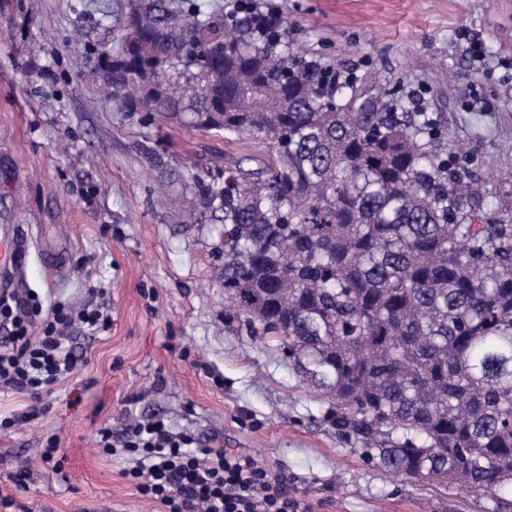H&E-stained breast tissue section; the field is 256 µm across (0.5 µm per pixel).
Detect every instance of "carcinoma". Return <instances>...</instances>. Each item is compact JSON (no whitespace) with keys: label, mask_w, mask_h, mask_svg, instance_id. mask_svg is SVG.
<instances>
[{"label":"carcinoma","mask_w":512,"mask_h":512,"mask_svg":"<svg viewBox=\"0 0 512 512\" xmlns=\"http://www.w3.org/2000/svg\"><path fill=\"white\" fill-rule=\"evenodd\" d=\"M93 71L131 112L265 144L260 172L194 177L224 224V299L329 401L336 437L382 474L512 488V223L427 123L356 107L291 29L255 38L205 0H134Z\"/></svg>","instance_id":"obj_1"}]
</instances>
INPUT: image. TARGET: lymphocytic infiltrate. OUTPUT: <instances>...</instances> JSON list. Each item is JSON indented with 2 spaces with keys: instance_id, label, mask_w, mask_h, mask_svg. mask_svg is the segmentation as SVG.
<instances>
[{
  "instance_id": "1",
  "label": "lymphocytic infiltrate",
  "mask_w": 512,
  "mask_h": 512,
  "mask_svg": "<svg viewBox=\"0 0 512 512\" xmlns=\"http://www.w3.org/2000/svg\"><path fill=\"white\" fill-rule=\"evenodd\" d=\"M277 8L270 0H235L227 20L247 18L256 36L275 32ZM38 297L21 301L0 295V389L40 398L73 374L78 359L69 346L73 318L57 304L44 319L40 335H32ZM190 433L173 431L162 420L131 423L121 436L99 432L104 455L125 461L122 478L163 512H300L290 499L285 478L258 466L252 457L224 448H196Z\"/></svg>"
}]
</instances>
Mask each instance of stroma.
Instances as JSON below:
<instances>
[{"instance_id": "1", "label": "stroma", "mask_w": 512, "mask_h": 512, "mask_svg": "<svg viewBox=\"0 0 512 512\" xmlns=\"http://www.w3.org/2000/svg\"><path fill=\"white\" fill-rule=\"evenodd\" d=\"M296 47L323 64L379 74L394 112L428 120L483 196L473 221H512V0H275ZM0 0V226L31 227L18 295L72 313L108 300V329L69 331L81 361L33 401L0 391V495L10 512H159L102 455L98 433L162 419L202 448L251 456L310 512H494L491 495L393 482L336 437L327 402L260 332L226 317L215 273L220 223L189 214L196 170L267 158L256 140L143 121L87 71L131 0ZM479 32L476 60L460 28ZM60 439L61 471L41 454ZM29 475L17 490L18 471Z\"/></svg>"}]
</instances>
